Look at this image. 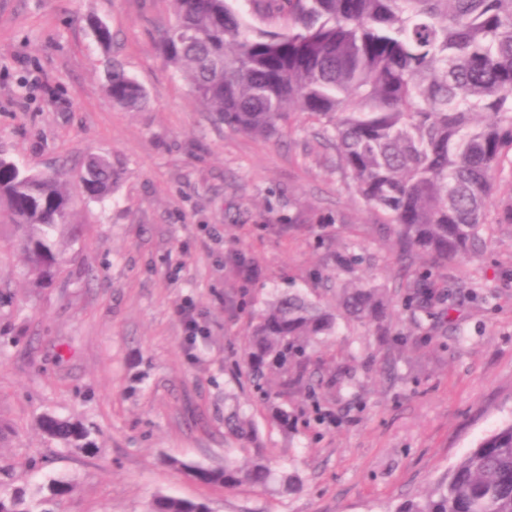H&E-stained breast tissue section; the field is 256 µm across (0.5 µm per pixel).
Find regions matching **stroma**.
Wrapping results in <instances>:
<instances>
[{
  "label": "stroma",
  "instance_id": "stroma-1",
  "mask_svg": "<svg viewBox=\"0 0 512 512\" xmlns=\"http://www.w3.org/2000/svg\"><path fill=\"white\" fill-rule=\"evenodd\" d=\"M112 30L113 58L148 106L111 105L105 58L88 17ZM171 0H0V154L69 172L78 242L34 287L0 213V490L76 482L56 512H145L159 492L207 500L211 512H397L480 441L512 420V224H496L470 263L449 264L455 298L415 325L395 303L381 321L338 318L319 379L294 428L272 425L244 364L254 311L297 289L336 307L371 283L399 297L422 258L399 260L396 236L348 189L336 153L302 117L281 134L227 129L166 65L160 30ZM111 160L117 188L82 197L86 159ZM191 306L207 337L189 347ZM47 411L99 428V451L56 447ZM240 412L254 442L230 433ZM304 481L273 498L206 487L168 466L220 467L247 445Z\"/></svg>",
  "mask_w": 512,
  "mask_h": 512
}]
</instances>
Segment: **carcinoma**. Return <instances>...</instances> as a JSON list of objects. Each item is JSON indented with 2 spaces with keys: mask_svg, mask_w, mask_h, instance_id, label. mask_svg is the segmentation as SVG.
<instances>
[{
  "mask_svg": "<svg viewBox=\"0 0 512 512\" xmlns=\"http://www.w3.org/2000/svg\"><path fill=\"white\" fill-rule=\"evenodd\" d=\"M175 23L162 29L163 61L189 78L192 92L233 131L279 133L295 115L318 125L336 151L348 186L393 229L399 257L468 261L486 246L488 212L512 224V196L496 200L495 180L512 173V0H249L274 30L255 27L232 0H172ZM103 52L112 31L91 22ZM105 92L141 112L143 85L118 61L105 68ZM87 198L112 195V162L90 158L82 169ZM67 173H43L0 156V211L17 228L27 274L39 286L63 260L57 235L71 225ZM434 266L404 286L405 305L432 315L448 290L435 289ZM391 304L380 289H343L332 311L298 291L277 296L243 338L249 380L273 406L272 420L290 426L288 400L308 387L316 348L343 315L359 321ZM280 376L278 389L268 376ZM47 440L85 454L98 451L90 422L44 413ZM193 480L215 488L246 486L288 495L299 491L295 469H273L262 454L247 466L233 458L211 468L173 461ZM34 499L24 488L0 492V512H55L75 483L54 480ZM147 512H210L206 502L159 493ZM398 512H512V422L503 424L442 475L420 501Z\"/></svg>",
  "mask_w": 512,
  "mask_h": 512,
  "instance_id": "1",
  "label": "carcinoma"
}]
</instances>
